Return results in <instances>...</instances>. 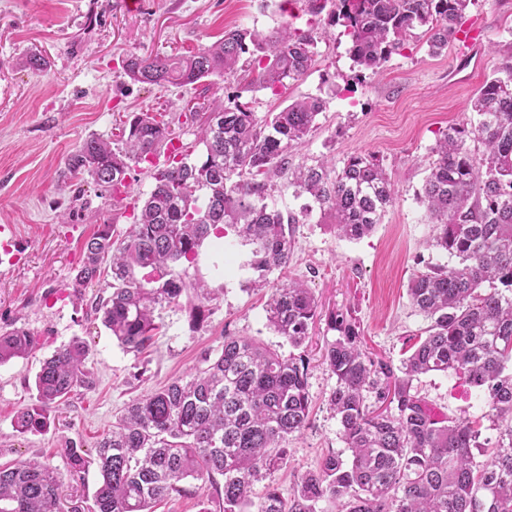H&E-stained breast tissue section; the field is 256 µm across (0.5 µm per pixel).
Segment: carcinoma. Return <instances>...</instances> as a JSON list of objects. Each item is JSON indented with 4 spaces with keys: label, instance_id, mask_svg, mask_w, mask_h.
<instances>
[{
    "label": "carcinoma",
    "instance_id": "cac0c4a2",
    "mask_svg": "<svg viewBox=\"0 0 512 512\" xmlns=\"http://www.w3.org/2000/svg\"><path fill=\"white\" fill-rule=\"evenodd\" d=\"M470 4L302 0L307 13L344 28L352 61L372 71L419 32L430 52L447 48ZM315 48L313 29L284 20L266 34L226 30L220 41L185 55L132 54L123 71L136 83L180 86L238 72L248 85L276 94L308 74ZM325 105L307 97L260 120L243 104H198L205 120L197 139L169 156L168 144L180 139L171 122L139 112L124 125L119 146L89 137L66 158L69 174L87 176L114 198L128 193L132 165L151 164L154 188L134 201L123 239L109 222L98 225L72 284L82 295L111 257V293L95 311L125 350L144 349L155 310L179 304L189 288L173 267L194 262L204 241L226 227L250 247L253 284L266 287L273 270L288 266L292 226L314 209L350 240L382 222L395 188L378 156L353 155L340 168L323 158L287 171L288 152L311 135ZM472 111L476 123L452 125L437 140L419 193L434 224L432 246L448 257L408 286L412 305L430 320L426 336L396 369L363 349L349 309L326 317L334 336L324 341L322 360L336 376L329 406L350 457L324 456L290 499L274 484L252 499L254 484L284 463L285 444L310 413V362L298 349L320 313L310 289L288 280L272 285L265 318L293 351L226 336L195 372L132 400L95 453L73 442L64 448L71 475L98 470L95 512H153L155 503L183 492L185 479L214 483L218 476L223 512H318L321 502L334 512H512V61L485 81ZM472 142L482 145L481 154ZM284 173L294 196L306 199L298 215L267 203L274 178ZM37 345L22 327L1 330L0 365ZM88 356V345L76 339L42 363L36 403L15 412L16 432L47 427L60 402L89 383ZM430 372L463 377L482 394L485 417L498 430L487 459H480L472 421L440 417L414 392L412 381ZM61 479L47 461L0 464V512H58Z\"/></svg>",
    "mask_w": 512,
    "mask_h": 512
}]
</instances>
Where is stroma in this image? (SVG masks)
Segmentation results:
<instances>
[{
	"label": "stroma",
	"mask_w": 512,
	"mask_h": 512,
	"mask_svg": "<svg viewBox=\"0 0 512 512\" xmlns=\"http://www.w3.org/2000/svg\"><path fill=\"white\" fill-rule=\"evenodd\" d=\"M280 21L279 0H141L136 10L125 0H0V226H13L22 250L17 265L0 268V330L22 326L39 340L33 354L0 365V463L49 461L65 475L62 512H88L98 482L94 468L83 479L67 478L65 440L94 450L132 399L194 371L225 337L248 336L273 348L282 343L265 325L267 291L250 285L249 249L231 232L206 240L196 263L175 267L207 288L204 320L194 322L197 295L188 293L180 306L160 311L159 329L143 354L123 350L95 318L90 305L106 280L88 285L82 299L73 297L84 241L103 220L124 232L131 211L88 179L63 180L64 160L88 137H111L132 114L163 113L190 142L199 120L189 109L205 99H239L260 119L297 99H325L316 131L289 153V167L323 155L340 164L375 153L395 186V201L375 231L354 242L316 215L296 225L290 262L269 280L304 282L321 310L354 309L368 351L396 367L428 325L410 303L408 283L442 256L427 245L433 226L417 195L442 132L472 119L476 92L512 59V0H476L447 49L430 54L420 38L374 73L354 67L342 28L317 26L315 67L276 96L244 89L234 74L159 87L133 82L122 71L130 53L184 54L227 29L268 32ZM33 54L44 58L42 67L26 66ZM326 334L325 321H316L304 346L309 422L289 438L287 463L271 477L289 496L324 455L346 450L328 405L336 378L320 357ZM76 338L89 347L92 387L73 392L47 430L19 435L12 417L34 402L42 360ZM414 386L438 415L467 418L482 439H495L482 396L464 379L433 372ZM185 487L156 512H219L214 485L189 479Z\"/></svg>",
	"instance_id": "35a3bbf8"
}]
</instances>
